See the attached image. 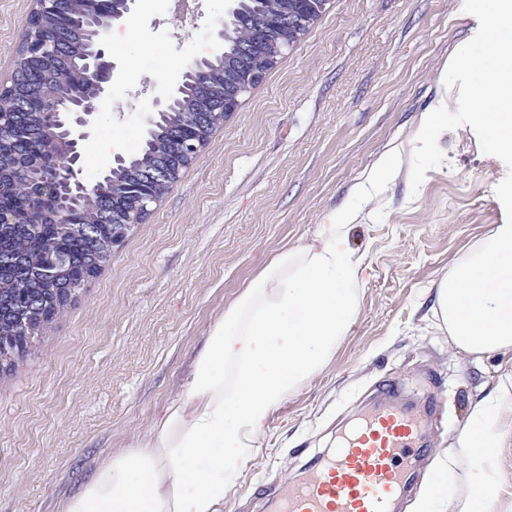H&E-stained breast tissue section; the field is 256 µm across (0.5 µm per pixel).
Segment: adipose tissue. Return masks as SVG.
I'll return each instance as SVG.
<instances>
[{"label":"adipose tissue","mask_w":512,"mask_h":512,"mask_svg":"<svg viewBox=\"0 0 512 512\" xmlns=\"http://www.w3.org/2000/svg\"><path fill=\"white\" fill-rule=\"evenodd\" d=\"M346 208L313 240L274 257L224 311L183 389L138 447L112 456L63 512H224L228 457L254 447L272 412L331 362L361 305L363 260L346 247ZM430 312L457 354L512 357V224H498L433 288ZM512 451V371L470 405L443 452L455 496L427 495L415 512H512L500 474Z\"/></svg>","instance_id":"adipose-tissue-1"}]
</instances>
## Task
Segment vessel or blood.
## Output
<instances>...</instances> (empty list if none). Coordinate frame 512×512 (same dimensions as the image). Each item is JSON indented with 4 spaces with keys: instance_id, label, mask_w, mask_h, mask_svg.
Here are the masks:
<instances>
[{
    "instance_id": "1",
    "label": "vessel or blood",
    "mask_w": 512,
    "mask_h": 512,
    "mask_svg": "<svg viewBox=\"0 0 512 512\" xmlns=\"http://www.w3.org/2000/svg\"><path fill=\"white\" fill-rule=\"evenodd\" d=\"M421 432L417 417L405 410L372 409L339 435L332 454L282 488L274 512H394L410 485Z\"/></svg>"
}]
</instances>
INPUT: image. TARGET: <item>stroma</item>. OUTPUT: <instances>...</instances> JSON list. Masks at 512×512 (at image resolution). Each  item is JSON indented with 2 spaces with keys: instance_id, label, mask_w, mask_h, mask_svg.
<instances>
[{
  "instance_id": "stroma-1",
  "label": "stroma",
  "mask_w": 512,
  "mask_h": 512,
  "mask_svg": "<svg viewBox=\"0 0 512 512\" xmlns=\"http://www.w3.org/2000/svg\"><path fill=\"white\" fill-rule=\"evenodd\" d=\"M34 0H0V86L9 84ZM226 0L200 24L171 0H135L107 29L116 64L81 176L140 151L144 119L190 61L214 57ZM462 0H331L318 23L215 129L152 214L116 247L28 355L0 373V512H61L111 455L136 447L186 383L209 328L280 252L354 205L346 246L365 259L361 309L334 359L270 414L229 475L224 512H273L259 485L304 476L339 433L381 400L438 395L416 464L425 484L491 390L500 358L457 355L427 319L431 284L505 223L496 186L512 170L461 129L412 190V139L442 91L451 54L477 33ZM401 149L399 173L371 198L354 186Z\"/></svg>"
}]
</instances>
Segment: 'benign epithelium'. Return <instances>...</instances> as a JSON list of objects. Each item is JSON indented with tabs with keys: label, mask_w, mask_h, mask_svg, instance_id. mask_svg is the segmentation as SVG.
<instances>
[{
	"label": "benign epithelium",
	"mask_w": 512,
	"mask_h": 512,
	"mask_svg": "<svg viewBox=\"0 0 512 512\" xmlns=\"http://www.w3.org/2000/svg\"><path fill=\"white\" fill-rule=\"evenodd\" d=\"M330 0H282V6L263 15H250L247 22L256 31L267 27L281 29L288 36L266 44L262 56L265 70L252 69V50L247 45L235 46L236 58L247 62L244 67L236 66L238 76L224 86V114L235 111L241 99L262 83L266 72L280 64L290 51L315 25L328 9ZM106 27L92 32L89 40L79 38L83 47L84 65L77 72L76 80L90 91V95H75L66 90L70 78L66 57L74 47L72 33L56 29L49 39L35 48L25 47L17 64L46 72H60V83L53 86L23 84L12 87L9 97H0V112H8L15 119H21L31 112L30 103L39 100L52 108V119L30 120L31 134L40 140L42 153L58 161L66 170L64 178L54 179L40 176L25 178V164L0 169V185L21 190L32 198L54 200L58 204V222L64 230L92 243V257L89 268L96 271L105 264L106 255L120 245L153 211L167 189L178 181L197 153L208 143L212 135L214 99L199 102L190 112L182 113L181 119L168 127L169 140L173 149L166 158L144 170L140 176L147 190L139 193L126 183L112 181L110 171L121 166L126 159L121 154L113 156L112 166L95 184H86L78 178L79 163L83 157L84 142L90 136L97 103L109 91L114 65L105 59L101 48ZM204 72L199 61L189 64L177 83L174 93L165 100H157L154 109L146 118L148 128L160 124L169 114L185 91L187 79L194 73ZM105 197L99 207L98 221L112 224V246L99 245L98 225L68 224L65 213L68 207L81 200L93 201ZM124 198L132 203L126 217H121L114 201ZM29 228L26 216L0 209V238L6 233L21 232ZM70 260L63 257L51 264H36L32 254L16 252L0 246V282L13 281L24 285L20 292L25 301L17 300V293L10 288H0V372L12 367L23 358L32 346L35 335L47 324L42 310L53 299L72 298L74 289L63 279L64 269Z\"/></svg>",
	"instance_id": "obj_1"
}]
</instances>
